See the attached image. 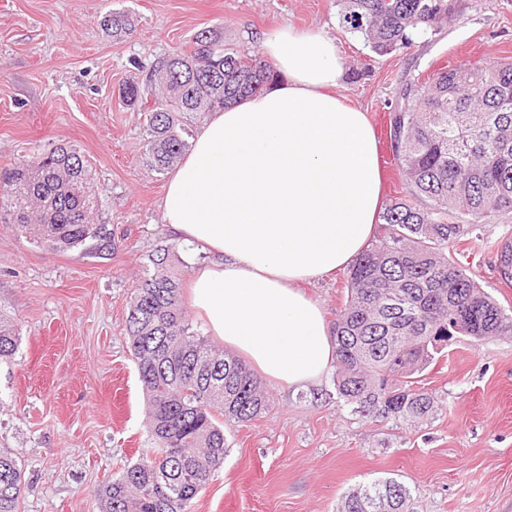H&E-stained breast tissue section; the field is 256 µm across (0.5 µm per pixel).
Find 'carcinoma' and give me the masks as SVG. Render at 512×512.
Returning a JSON list of instances; mask_svg holds the SVG:
<instances>
[{"mask_svg": "<svg viewBox=\"0 0 512 512\" xmlns=\"http://www.w3.org/2000/svg\"><path fill=\"white\" fill-rule=\"evenodd\" d=\"M340 2L342 27L380 56L415 34L441 31L456 10L455 0ZM101 25L122 38L134 32L135 19L110 12ZM270 77L248 52L225 45L216 27L124 84L121 99L146 113L149 169L163 173L181 161L186 116L259 94ZM400 98L389 134L406 195L385 209V234L350 268L332 334L337 399L364 417L409 422L435 407L419 378L447 346L448 319H462L476 341L512 336V312L448 257V244L512 211V62L441 69L403 84ZM90 181L87 161L71 146L20 160L0 170V223L39 246L68 250L92 240L109 251L112 232L94 222L99 199ZM460 215L468 223H458ZM170 257L168 247L156 250L125 320L154 448L100 489L99 512H193L224 460V423L268 410L265 387L247 364L194 331ZM511 266L512 238L497 247L502 279ZM19 341L16 325L0 314V362L13 358ZM24 485L17 458L0 448V512H19ZM410 500L403 483L378 479L352 489L340 512H407Z\"/></svg>", "mask_w": 512, "mask_h": 512, "instance_id": "1", "label": "carcinoma"}]
</instances>
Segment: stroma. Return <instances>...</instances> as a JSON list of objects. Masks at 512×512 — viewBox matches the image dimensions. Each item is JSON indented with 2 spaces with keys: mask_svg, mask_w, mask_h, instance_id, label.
Wrapping results in <instances>:
<instances>
[{
  "mask_svg": "<svg viewBox=\"0 0 512 512\" xmlns=\"http://www.w3.org/2000/svg\"><path fill=\"white\" fill-rule=\"evenodd\" d=\"M126 10L134 33L113 39L101 20ZM339 0H0V168L53 145H73L98 188L111 251L37 246L0 224V310L19 326L14 361L0 366V448L22 464L20 512H98L96 492L152 446L146 399L125 332L129 299L162 246L189 282L200 255L161 222L167 177L149 170L145 116L119 90L159 58L220 26L224 41L261 56L284 26L333 38L344 61L339 95L368 112L382 202L405 193L389 114L405 79L467 61H512V0H457L441 32L379 56L342 27ZM512 213L456 243L470 275L512 311L493 249ZM340 270L306 286L327 321L347 297ZM438 407L407 425L367 419L338 403L332 378L284 390L272 405L225 425L226 453L194 512H337L355 485L392 477L414 512H512V336H462L423 374Z\"/></svg>",
  "mask_w": 512,
  "mask_h": 512,
  "instance_id": "1",
  "label": "stroma"
}]
</instances>
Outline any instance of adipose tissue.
Listing matches in <instances>:
<instances>
[{
  "label": "adipose tissue",
  "mask_w": 512,
  "mask_h": 512,
  "mask_svg": "<svg viewBox=\"0 0 512 512\" xmlns=\"http://www.w3.org/2000/svg\"><path fill=\"white\" fill-rule=\"evenodd\" d=\"M262 51L279 82L209 116L159 209L171 235L205 256L189 303L208 333L282 388H306L336 356L303 287L368 247L381 173L367 112L336 93L335 41L288 26Z\"/></svg>",
  "instance_id": "ef3b65f1"
}]
</instances>
